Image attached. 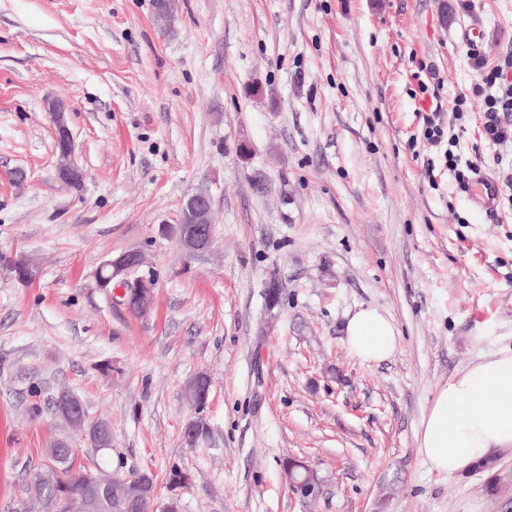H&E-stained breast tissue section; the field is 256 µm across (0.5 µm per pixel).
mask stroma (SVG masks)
Here are the masks:
<instances>
[{"mask_svg": "<svg viewBox=\"0 0 512 512\" xmlns=\"http://www.w3.org/2000/svg\"><path fill=\"white\" fill-rule=\"evenodd\" d=\"M467 31L511 55L512 0H176L165 20L154 0H0V512L66 433L29 417L35 388L109 422L111 451L85 465L150 471L161 500L187 471L181 512H507L511 452L448 476L418 448L437 389L512 348V138L487 139L477 99L444 117L459 166L502 187L490 213L419 139L422 102L471 97ZM49 98L77 191L56 177ZM200 190L215 246L193 257L165 227ZM129 250L155 280L143 315L96 286ZM15 258L39 278L18 281ZM362 307L398 329L384 362L347 350ZM199 372L209 435L190 448ZM288 457L315 497L292 491ZM51 121L55 130L57 149V176L66 186L72 183H83L85 172L78 165L75 157V144L72 132L68 125L66 111L63 103L58 100L47 103ZM203 377L205 378V380L207 382H209V378H207L204 373H198V374L194 375L193 377H191L189 380H187L185 383V386H184L185 397L188 400L193 401L194 404L197 405V411H198L197 414L199 415V416L195 417L196 418L195 426H193V418H191L184 424V427L182 430L183 440L186 444H187V441L191 439V435L194 433V430H195V439L189 445L191 447H195L196 445L203 443L204 441H206V439L208 438V435H209L208 425L206 423L205 418L201 414L204 409V405L207 404V402H208L209 394L207 397L199 395V389L201 388L200 382H201V378H203ZM193 427H194V430H193Z\"/></svg>", "mask_w": 512, "mask_h": 512, "instance_id": "stroma-1", "label": "stroma"}]
</instances>
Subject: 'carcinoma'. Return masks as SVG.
<instances>
[{"mask_svg":"<svg viewBox=\"0 0 512 512\" xmlns=\"http://www.w3.org/2000/svg\"><path fill=\"white\" fill-rule=\"evenodd\" d=\"M265 302L268 310H274L280 302L281 285L276 279H271L265 286ZM205 374L198 373L186 381L184 386L185 397L197 405L201 412L208 398L199 394L201 378ZM30 414L39 417L49 413L63 424L72 425L71 416L57 408V399L49 398L45 402L33 401L29 407ZM77 449L61 447V441H51L45 449L44 464L23 488L22 506L18 512L28 510L39 505L44 512H66L62 502H80L90 504L89 512H123L128 495L133 491L139 480L140 472L134 470L123 478H115L105 486H94L89 471L84 465L76 462ZM283 471L288 480L318 481L317 476L308 469L299 465L295 459H287L283 463ZM191 480L188 473L173 467L171 468L167 487L170 495L165 503L169 505L168 512H180V498L174 494L178 488L186 487Z\"/></svg>","mask_w":512,"mask_h":512,"instance_id":"1","label":"carcinoma"}]
</instances>
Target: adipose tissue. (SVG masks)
<instances>
[{
  "label": "adipose tissue",
  "instance_id": "1",
  "mask_svg": "<svg viewBox=\"0 0 512 512\" xmlns=\"http://www.w3.org/2000/svg\"><path fill=\"white\" fill-rule=\"evenodd\" d=\"M397 338L393 321L373 307L357 310L345 324L348 350L363 364L389 359ZM419 449L435 470L451 476L512 450V349L481 356L437 390Z\"/></svg>",
  "mask_w": 512,
  "mask_h": 512
}]
</instances>
